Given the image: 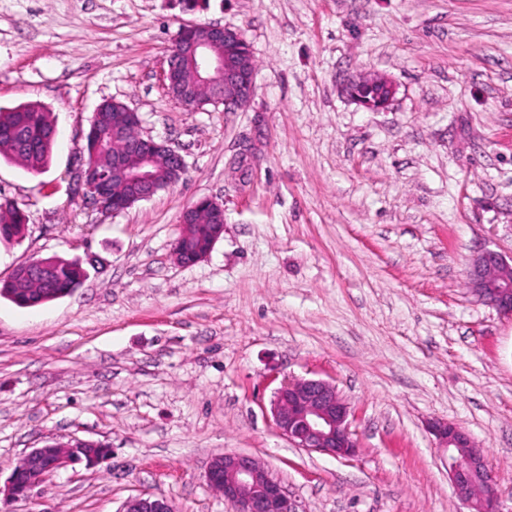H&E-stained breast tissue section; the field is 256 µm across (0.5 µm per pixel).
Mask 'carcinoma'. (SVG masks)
Instances as JSON below:
<instances>
[{
    "label": "carcinoma",
    "mask_w": 512,
    "mask_h": 512,
    "mask_svg": "<svg viewBox=\"0 0 512 512\" xmlns=\"http://www.w3.org/2000/svg\"><path fill=\"white\" fill-rule=\"evenodd\" d=\"M123 133L114 135V128ZM137 123L126 120L121 105L105 100L93 113L86 134V158L97 148L109 152L119 151L126 142L136 139ZM55 143V125L52 113L38 103H23L10 110H0V158L14 162L27 171L41 174L48 167ZM108 184V199L120 203L127 186L118 177L104 174ZM24 211L10 201H0V241L10 242L23 236L26 228ZM191 223L196 244L208 242L212 225L217 219L202 205L191 212ZM87 271L80 259L54 258L52 275L38 279L23 267L13 270L8 279L0 282V297L20 307H35L65 297L74 285L85 280Z\"/></svg>",
    "instance_id": "obj_1"
}]
</instances>
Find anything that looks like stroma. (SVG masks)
Here are the masks:
<instances>
[{"label":"stroma","instance_id":"obj_1","mask_svg":"<svg viewBox=\"0 0 512 512\" xmlns=\"http://www.w3.org/2000/svg\"><path fill=\"white\" fill-rule=\"evenodd\" d=\"M186 23L239 31L256 63L242 109L189 110L163 71ZM379 74L371 111L344 93ZM138 112L183 155L176 185L116 215L73 176L96 106ZM37 102L46 172L0 160L27 215L0 280L34 256L97 261L80 288L0 298V485L32 449L111 454L48 476L0 512H236L212 457L241 452L303 512H468L431 419L485 451L512 512V320L466 286L476 252L512 255V0H0V107ZM224 203V234L178 264L182 212ZM335 385L359 448L295 447L271 417L283 377ZM363 85H377L382 87L386 92L383 95L377 96L374 100H367L360 97L357 93L358 89ZM344 91L350 98L372 111L387 108L394 96L393 85L386 79L377 76H362L358 79H353L345 85ZM171 503L163 497L137 496L128 499L120 512H169Z\"/></svg>","mask_w":512,"mask_h":512}]
</instances>
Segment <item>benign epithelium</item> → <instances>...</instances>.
Wrapping results in <instances>:
<instances>
[{
	"label": "benign epithelium",
	"instance_id": "obj_1",
	"mask_svg": "<svg viewBox=\"0 0 512 512\" xmlns=\"http://www.w3.org/2000/svg\"><path fill=\"white\" fill-rule=\"evenodd\" d=\"M202 38L181 41L175 38L166 58L165 85L172 98L188 109L205 99L221 103L231 112L250 101L254 88V62L250 48L240 32L217 25L205 26ZM224 44V54L214 47ZM364 85H377L385 94L373 100L358 95ZM345 93L368 110L389 106L393 85L382 77L362 76L349 81ZM167 160L173 172L186 171L181 154L165 143L138 137L128 150L112 153V170L124 175L133 202L148 200L159 192L153 171L159 157ZM100 182L95 161L82 165L77 175V190L88 202L102 210L105 196L97 188ZM189 224L180 220V237L174 249L179 262L188 255L192 265L208 256L211 249L193 248ZM468 288L478 300L512 319V256L484 249L471 258L466 271ZM271 414L275 430L298 448L320 452L336 458L355 455L358 443L350 429V409L331 383L313 378L285 377L274 392ZM429 427L448 451V478L456 497L471 512H504L490 489L494 485L483 451L461 427L445 420H434ZM99 447L93 441L54 442L32 449L13 469L7 481V494L24 497L32 487L52 473L69 465L86 461L91 465L104 458L108 449L84 458L86 447ZM209 487L216 489L236 512H300L297 500L290 495L269 470L254 457L238 452L215 456L206 471ZM121 512H171V503L156 496L128 499Z\"/></svg>",
	"mask_w": 512,
	"mask_h": 512
}]
</instances>
